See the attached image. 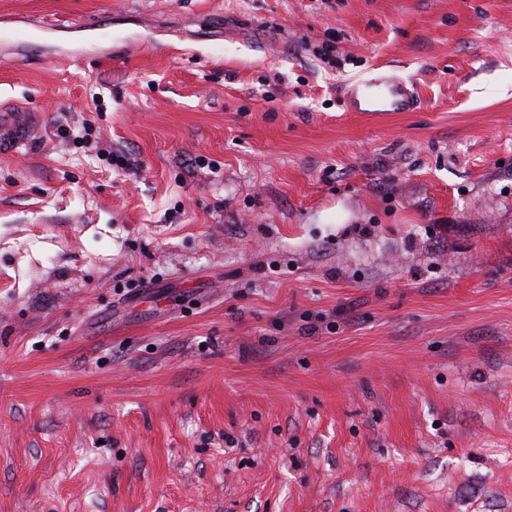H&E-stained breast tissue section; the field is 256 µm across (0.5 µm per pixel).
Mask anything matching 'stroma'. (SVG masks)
<instances>
[{
  "instance_id": "stroma-1",
  "label": "stroma",
  "mask_w": 512,
  "mask_h": 512,
  "mask_svg": "<svg viewBox=\"0 0 512 512\" xmlns=\"http://www.w3.org/2000/svg\"><path fill=\"white\" fill-rule=\"evenodd\" d=\"M20 17L0 512H512V0ZM383 88L381 98H374L370 91ZM349 107L353 112H410L417 101L414 89L403 81L373 78L356 83L346 92ZM40 128L36 112L19 105L0 107V155L21 153Z\"/></svg>"
}]
</instances>
